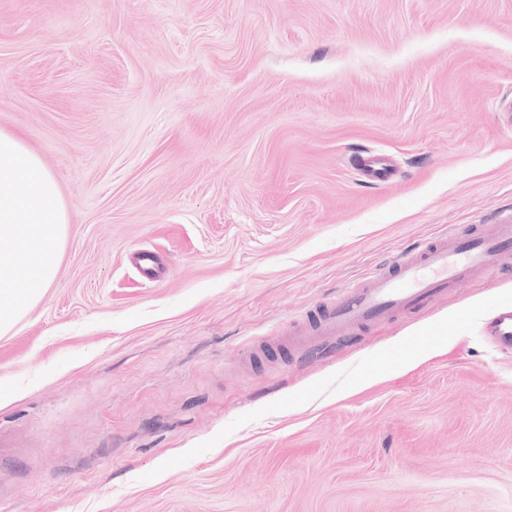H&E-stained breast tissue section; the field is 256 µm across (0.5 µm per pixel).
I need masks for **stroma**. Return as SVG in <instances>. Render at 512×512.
<instances>
[{"mask_svg": "<svg viewBox=\"0 0 512 512\" xmlns=\"http://www.w3.org/2000/svg\"><path fill=\"white\" fill-rule=\"evenodd\" d=\"M511 107L512 0H0V129L69 219L0 335V512H512V270L280 346L512 212ZM360 174L369 182H387L394 174L392 165L377 155H360L354 159Z\"/></svg>", "mask_w": 512, "mask_h": 512, "instance_id": "stroma-1", "label": "stroma"}]
</instances>
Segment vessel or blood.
<instances>
[{
    "instance_id": "1",
    "label": "vessel or blood",
    "mask_w": 512,
    "mask_h": 512,
    "mask_svg": "<svg viewBox=\"0 0 512 512\" xmlns=\"http://www.w3.org/2000/svg\"><path fill=\"white\" fill-rule=\"evenodd\" d=\"M354 163L371 182L389 181L394 174L392 165L377 155L357 156ZM501 267H512V217L488 228H453L343 289L296 333L307 342L342 336L423 307Z\"/></svg>"
}]
</instances>
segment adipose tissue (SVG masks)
Masks as SVG:
<instances>
[{"instance_id": "obj_1", "label": "adipose tissue", "mask_w": 512, "mask_h": 512, "mask_svg": "<svg viewBox=\"0 0 512 512\" xmlns=\"http://www.w3.org/2000/svg\"><path fill=\"white\" fill-rule=\"evenodd\" d=\"M68 216L54 177L0 129V335L53 282Z\"/></svg>"}]
</instances>
